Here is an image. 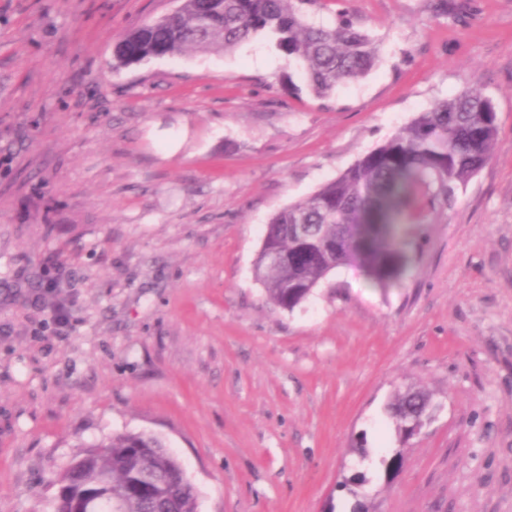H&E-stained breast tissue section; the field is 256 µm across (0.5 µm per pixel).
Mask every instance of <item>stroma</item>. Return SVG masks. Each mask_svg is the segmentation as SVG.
I'll use <instances>...</instances> for the list:
<instances>
[{"label":"stroma","mask_w":512,"mask_h":512,"mask_svg":"<svg viewBox=\"0 0 512 512\" xmlns=\"http://www.w3.org/2000/svg\"><path fill=\"white\" fill-rule=\"evenodd\" d=\"M321 0L382 44L328 99L256 37L112 69L178 0H0V512H55L83 446L151 432L199 512H512V0ZM478 86L492 157L409 225L408 270L336 269L301 306L253 275L264 227L438 99ZM66 324H58V313ZM440 409L398 447L386 407ZM368 448V459L354 454ZM434 407L433 395L424 389L410 388L403 392L398 391L394 396L388 406V413L396 423L398 442L402 448H392L385 454L380 455L378 466L385 480H390L403 464L406 449L403 447L412 437L408 429L407 419L409 417L414 418L416 424L420 426L421 422L428 418V414Z\"/></svg>","instance_id":"obj_1"}]
</instances>
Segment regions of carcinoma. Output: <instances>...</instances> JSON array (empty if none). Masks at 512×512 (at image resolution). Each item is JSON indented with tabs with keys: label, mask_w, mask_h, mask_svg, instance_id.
<instances>
[{
	"label": "carcinoma",
	"mask_w": 512,
	"mask_h": 512,
	"mask_svg": "<svg viewBox=\"0 0 512 512\" xmlns=\"http://www.w3.org/2000/svg\"><path fill=\"white\" fill-rule=\"evenodd\" d=\"M313 0H181L163 21L147 22L114 46V68L174 57L188 50H230L263 37L298 71L307 89L326 98L367 75L377 64L375 39L346 12L331 23L311 20ZM489 98L472 86L438 100L391 137L364 153L309 197L274 213L254 262L255 279L269 304L292 311L327 277L355 266L381 283L405 269L401 239L406 224H422L448 208L457 190L490 160L498 139ZM309 228L306 241L293 233ZM435 407L424 389L398 392L388 406L399 447L378 459L393 477L416 424ZM367 479L346 476L338 488L359 497ZM56 512H198V495L180 461L150 432L112 436L86 447L60 475Z\"/></svg>",
	"instance_id": "1"
}]
</instances>
